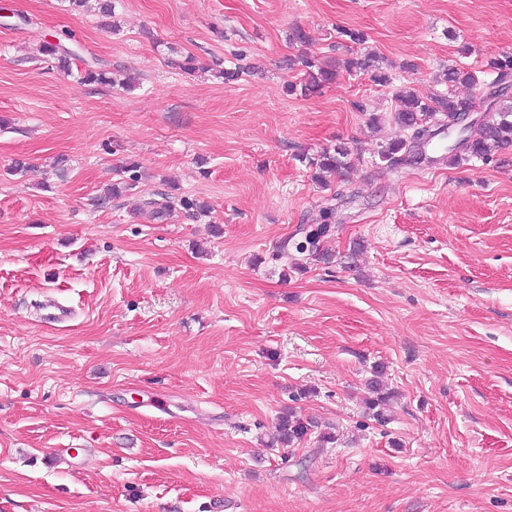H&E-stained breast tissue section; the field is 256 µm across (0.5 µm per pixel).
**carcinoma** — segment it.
Here are the masks:
<instances>
[{
  "instance_id": "1",
  "label": "carcinoma",
  "mask_w": 512,
  "mask_h": 512,
  "mask_svg": "<svg viewBox=\"0 0 512 512\" xmlns=\"http://www.w3.org/2000/svg\"><path fill=\"white\" fill-rule=\"evenodd\" d=\"M47 56L54 59L56 68L63 73L72 74L73 65L81 57L61 42L48 41L44 45ZM301 77L286 86L289 94L300 93L307 96L321 90L336 81L337 67L317 63L316 59H301ZM343 70L349 74L362 73L382 86L390 84L391 77L383 71L380 59L374 54L352 57L344 62ZM485 73L494 75V79L485 83L473 72L459 67H450L445 73L449 85L466 84L472 90L485 87L493 89V98L477 122L464 130L458 129L462 118L477 111L475 95L459 97L455 95L440 96L431 102L422 100L410 90H400L396 98L400 107L393 114V119L402 127L411 131L410 141L398 140L389 143L380 153L382 161L389 167L396 168L404 163L417 161L415 149L422 147L437 137L441 131L457 132L454 144L448 146V162L454 164L461 157H472L483 162L512 147V96L502 89V85L512 79V55L494 57L486 64ZM77 83L80 85H111L114 79L108 76V70L82 61L78 69ZM310 168L315 170V178L322 182L331 175L341 174L355 168V161L349 150L343 146L326 148L314 157L307 158ZM119 178L99 195L94 197L93 205L105 207L110 202L131 192L139 179V164L128 161L118 170ZM180 206L198 215L210 213V206L198 199L174 196L171 191H158L155 197L145 199L141 208L151 211L157 218H162L173 208ZM314 428L313 422L296 415L293 409L280 416L278 432L284 444L301 440Z\"/></svg>"
}]
</instances>
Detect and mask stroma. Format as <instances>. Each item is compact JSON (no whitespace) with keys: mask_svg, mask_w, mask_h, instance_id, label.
Wrapping results in <instances>:
<instances>
[{"mask_svg":"<svg viewBox=\"0 0 512 512\" xmlns=\"http://www.w3.org/2000/svg\"><path fill=\"white\" fill-rule=\"evenodd\" d=\"M1 7L0 512H512V151L379 157L410 136L396 88L512 52V0H115L110 28ZM51 37L134 83L79 85ZM367 51L390 85L286 93L289 60ZM339 144L355 170L317 182L302 155ZM130 160L134 195L93 206ZM166 184L210 216L137 211ZM290 408L318 427L273 443Z\"/></svg>","mask_w":512,"mask_h":512,"instance_id":"stroma-1","label":"stroma"}]
</instances>
